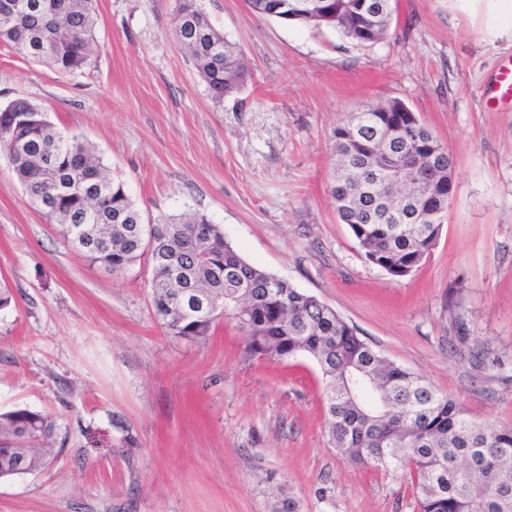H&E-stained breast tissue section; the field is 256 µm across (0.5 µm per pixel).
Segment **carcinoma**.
I'll use <instances>...</instances> for the list:
<instances>
[{"instance_id": "1", "label": "carcinoma", "mask_w": 512, "mask_h": 512, "mask_svg": "<svg viewBox=\"0 0 512 512\" xmlns=\"http://www.w3.org/2000/svg\"><path fill=\"white\" fill-rule=\"evenodd\" d=\"M0 7V44L72 75L87 67L94 41V0H9ZM258 15L300 16L372 45L388 31V0H368L375 19L363 30L361 0H325L330 15L299 8L300 0H247ZM178 42L212 98L237 93L246 78L241 51L209 23L199 0H180ZM20 114L11 128L0 117V150L21 142L13 166L31 202L60 233H87L75 250L119 274L142 257L153 269L152 307L167 335L200 343L216 324H231L257 357H312L324 379V411L336 448L353 463L409 468L420 512H512V428L479 425L426 381L384 358L345 320L288 281L247 263L203 214L154 219L153 245L140 237L145 215L122 182L109 176L92 147L63 134L26 99L4 108ZM330 194L365 258L392 275L415 271L435 246L442 224L423 212L447 209L454 193L450 150L400 100L349 114L333 132ZM369 390L360 392L355 381ZM50 416L29 408L0 412V479L44 465Z\"/></svg>"}]
</instances>
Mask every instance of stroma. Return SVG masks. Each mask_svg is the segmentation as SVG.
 Segmentation results:
<instances>
[{"label":"stroma","mask_w":512,"mask_h":512,"mask_svg":"<svg viewBox=\"0 0 512 512\" xmlns=\"http://www.w3.org/2000/svg\"><path fill=\"white\" fill-rule=\"evenodd\" d=\"M177 0H96L92 61L66 76L0 48V106L39 105L96 146L143 212L198 213L251 265L335 310L384 357L479 424L512 427V108L484 91L512 59L505 0H394L386 37L203 0L243 52L212 99L174 31ZM403 101L453 156L436 245L410 275L368 262L329 192L333 131ZM148 259L112 276L75 252L0 153V411L55 423L40 469L0 481V512H419L404 467L331 443L317 363L250 356L218 325L167 336Z\"/></svg>","instance_id":"obj_1"}]
</instances>
